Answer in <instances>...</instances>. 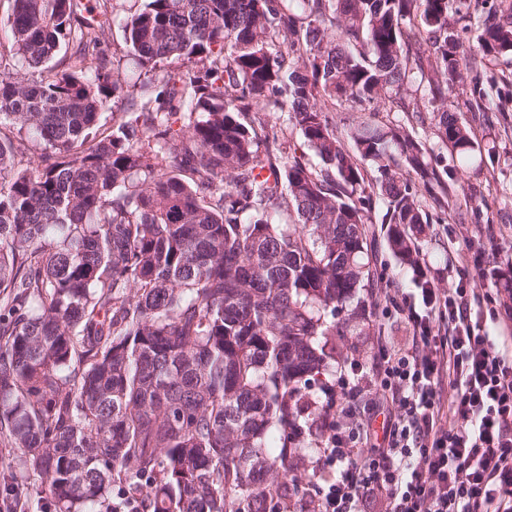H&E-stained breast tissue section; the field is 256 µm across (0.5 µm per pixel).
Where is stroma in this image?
Returning a JSON list of instances; mask_svg holds the SVG:
<instances>
[{"mask_svg":"<svg viewBox=\"0 0 512 512\" xmlns=\"http://www.w3.org/2000/svg\"><path fill=\"white\" fill-rule=\"evenodd\" d=\"M473 131L495 149L488 169L458 171L452 187L461 214L433 211L418 245L439 287L487 292L490 272L512 266V112H489Z\"/></svg>","mask_w":512,"mask_h":512,"instance_id":"stroma-1","label":"stroma"}]
</instances>
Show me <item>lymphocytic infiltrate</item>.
Listing matches in <instances>:
<instances>
[{"instance_id":"f902f5d3","label":"lymphocytic infiltrate","mask_w":512,"mask_h":512,"mask_svg":"<svg viewBox=\"0 0 512 512\" xmlns=\"http://www.w3.org/2000/svg\"><path fill=\"white\" fill-rule=\"evenodd\" d=\"M490 302L469 288L392 287L375 302L380 319L407 321L411 341L377 336L368 367L341 368L312 456L314 512L374 500L384 512H512V335L484 332ZM366 380L396 408L378 433L357 407Z\"/></svg>"}]
</instances>
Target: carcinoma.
Masks as SVG:
<instances>
[{
    "instance_id": "carcinoma-1",
    "label": "carcinoma",
    "mask_w": 512,
    "mask_h": 512,
    "mask_svg": "<svg viewBox=\"0 0 512 512\" xmlns=\"http://www.w3.org/2000/svg\"><path fill=\"white\" fill-rule=\"evenodd\" d=\"M12 0L0 46V446L49 512H288L377 205L418 288L429 206L512 112V0ZM123 24L126 54L99 51ZM477 26L469 42L460 31ZM128 99L132 120L99 114ZM389 102L405 121L336 106ZM450 149L419 136L424 115ZM295 121L288 140L277 114ZM419 176L415 182L411 174ZM370 109L371 111L374 109V112H356L352 111L350 107L345 104L339 108L338 112H330L329 115L333 117L338 126V131L341 132H343L347 125L353 120H368L381 125L395 127L396 124H399L398 121L401 120L403 116L401 112H393V109L390 111V105L387 103L372 105Z\"/></svg>"
}]
</instances>
